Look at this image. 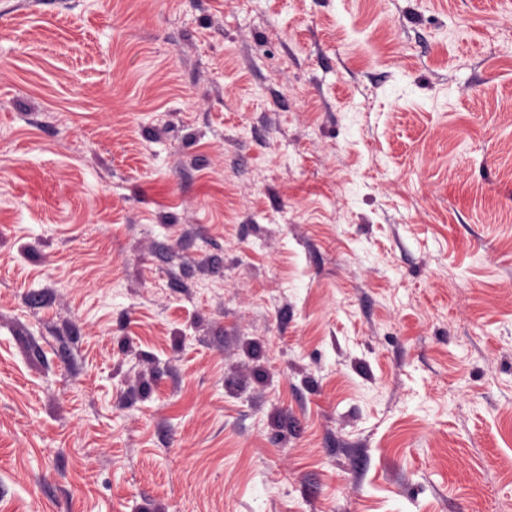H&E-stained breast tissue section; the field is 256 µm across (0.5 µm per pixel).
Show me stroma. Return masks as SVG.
Segmentation results:
<instances>
[{"label":"stroma","instance_id":"1","mask_svg":"<svg viewBox=\"0 0 512 512\" xmlns=\"http://www.w3.org/2000/svg\"><path fill=\"white\" fill-rule=\"evenodd\" d=\"M512 507V0H0V512Z\"/></svg>","mask_w":512,"mask_h":512}]
</instances>
